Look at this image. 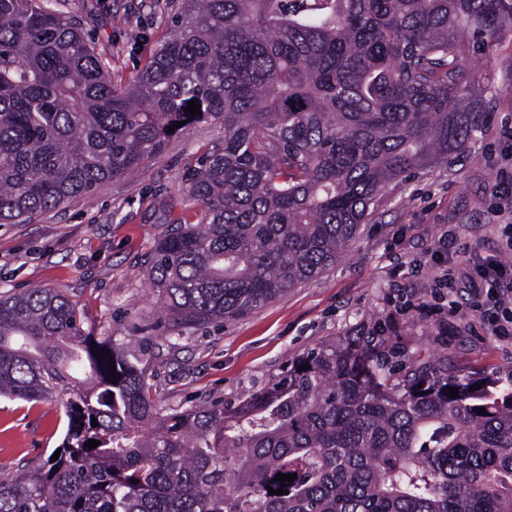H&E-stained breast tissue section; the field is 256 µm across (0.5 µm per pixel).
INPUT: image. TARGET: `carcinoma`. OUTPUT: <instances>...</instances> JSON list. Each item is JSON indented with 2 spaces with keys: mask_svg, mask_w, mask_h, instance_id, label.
I'll use <instances>...</instances> for the list:
<instances>
[{
  "mask_svg": "<svg viewBox=\"0 0 512 512\" xmlns=\"http://www.w3.org/2000/svg\"><path fill=\"white\" fill-rule=\"evenodd\" d=\"M172 2L175 32L117 87L52 0H0V224L134 173L197 123L224 127L188 185L198 223L147 259L174 327L319 277L389 186L460 161L489 120L467 57L512 29V0ZM392 332L373 317L247 401L175 409L152 396L149 353L86 334L65 295L0 297V398L67 417L59 459L0 482V512H512V371L460 378Z\"/></svg>",
  "mask_w": 512,
  "mask_h": 512,
  "instance_id": "1",
  "label": "carcinoma"
}]
</instances>
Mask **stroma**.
Masks as SVG:
<instances>
[{
  "label": "stroma",
  "mask_w": 512,
  "mask_h": 512,
  "mask_svg": "<svg viewBox=\"0 0 512 512\" xmlns=\"http://www.w3.org/2000/svg\"><path fill=\"white\" fill-rule=\"evenodd\" d=\"M56 8L81 22L121 87L172 32L171 0H58ZM467 65L489 90L491 120L464 157L391 187L332 269L243 318L186 328L169 348L147 281L146 259L158 238L173 223L198 221L186 176L223 134L206 122L173 137L134 176L99 184L91 198L0 224V295L52 288L77 304L85 332L148 343L153 392L174 408L245 399L288 360L373 315L390 318L420 359L444 354L460 369L510 373L512 335H491L473 316L466 281L448 291L431 278V250L441 237L455 236L485 257L501 232L500 202L488 185L506 168L501 130L512 127V33ZM66 428L59 402L0 399V480L49 454Z\"/></svg>",
  "instance_id": "obj_1"
}]
</instances>
